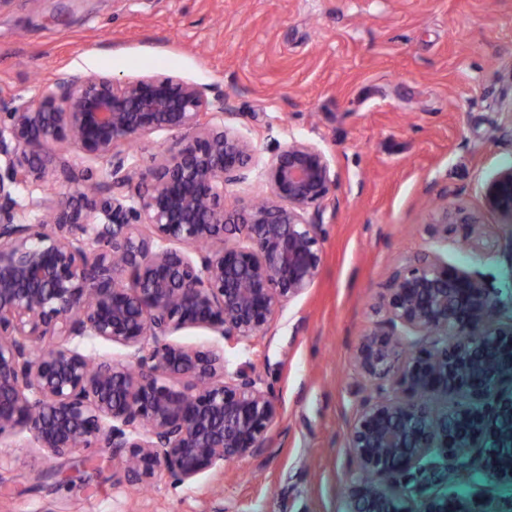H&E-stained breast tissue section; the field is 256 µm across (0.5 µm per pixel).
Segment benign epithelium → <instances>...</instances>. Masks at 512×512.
<instances>
[{"label": "benign epithelium", "mask_w": 512, "mask_h": 512, "mask_svg": "<svg viewBox=\"0 0 512 512\" xmlns=\"http://www.w3.org/2000/svg\"><path fill=\"white\" fill-rule=\"evenodd\" d=\"M224 95L175 76L65 73L0 113V439L28 433L54 457L109 448L129 485L190 483L266 447L280 405L251 365L174 344L209 329L253 344L283 303L314 284L321 225L336 187L315 145L293 139L265 166L259 203L224 206L247 178L251 143L224 124ZM191 137L147 175L123 147L156 131ZM67 144L112 163L110 195L56 192L33 224L16 195L45 189ZM512 227V165L481 187ZM442 201L434 233L484 225ZM385 315L353 357L373 392L349 426L355 473L341 512H512V289L437 254L407 258L382 293ZM57 343L34 354L44 339ZM98 339L128 359H91Z\"/></svg>", "instance_id": "1"}]
</instances>
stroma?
<instances>
[{"mask_svg": "<svg viewBox=\"0 0 512 512\" xmlns=\"http://www.w3.org/2000/svg\"><path fill=\"white\" fill-rule=\"evenodd\" d=\"M63 72L172 75L223 94L227 126L262 163L291 139L322 149L338 174L320 207L323 264L249 347L219 334L173 343L251 363L281 408L265 448L194 483L125 484L108 449L51 456L29 435L0 441V512H338L354 466L349 425L369 385L353 363L383 318L380 295L408 255L512 277V230L480 185L512 164V0H6L0 99L30 98ZM182 132L128 147L150 173ZM224 188L227 206L268 192L262 171ZM481 214L474 249L459 226L431 235V191Z\"/></svg>", "mask_w": 512, "mask_h": 512, "instance_id": "1", "label": "stroma"}]
</instances>
